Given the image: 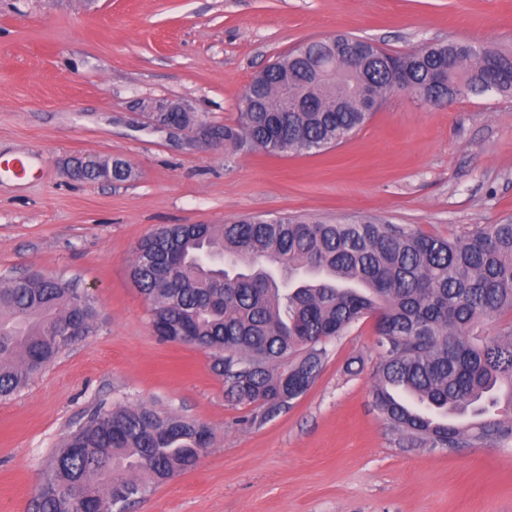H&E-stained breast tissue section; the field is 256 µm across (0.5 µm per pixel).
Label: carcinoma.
<instances>
[{"mask_svg":"<svg viewBox=\"0 0 512 512\" xmlns=\"http://www.w3.org/2000/svg\"><path fill=\"white\" fill-rule=\"evenodd\" d=\"M353 39L304 42L248 86L256 112L224 126V145L270 155L317 153L360 130L406 72L422 101L436 76L461 98L512 95V51L474 41L391 54L365 42L364 70L315 76ZM302 101L280 111L284 96ZM190 125L192 112H158ZM132 178L121 159L112 173ZM130 275L159 340L206 351L226 395L278 415L318 378L328 345L376 319L375 407L418 448L512 443V323L493 337L482 321L512 311V222L476 224L453 239L406 225L327 224L286 215L227 224H170L143 238ZM93 296L67 279L0 277V399L18 393L60 351L97 327ZM214 440L201 425L151 406L94 408L46 459L35 512H115L176 473L193 469Z\"/></svg>","mask_w":512,"mask_h":512,"instance_id":"1","label":"carcinoma"}]
</instances>
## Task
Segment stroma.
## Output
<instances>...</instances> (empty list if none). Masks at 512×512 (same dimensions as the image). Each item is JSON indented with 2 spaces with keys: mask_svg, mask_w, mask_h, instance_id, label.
<instances>
[{
  "mask_svg": "<svg viewBox=\"0 0 512 512\" xmlns=\"http://www.w3.org/2000/svg\"><path fill=\"white\" fill-rule=\"evenodd\" d=\"M350 33L392 52L461 39L512 49V0H0V276L77 280L101 310L21 391L0 399V512H31L46 456L86 411L147 404L207 425L194 469L128 512H512V444L407 443L373 404L375 328L328 347L275 417L230 401L209 355L164 343L130 278L165 224L254 215L403 224L439 237L512 221V97L388 95L314 155L231 152L154 130L141 100L178 99L216 130L252 77L299 43ZM76 155L129 163L126 182L74 180Z\"/></svg>",
  "mask_w": 512,
  "mask_h": 512,
  "instance_id": "35a3bbf8",
  "label": "stroma"
}]
</instances>
